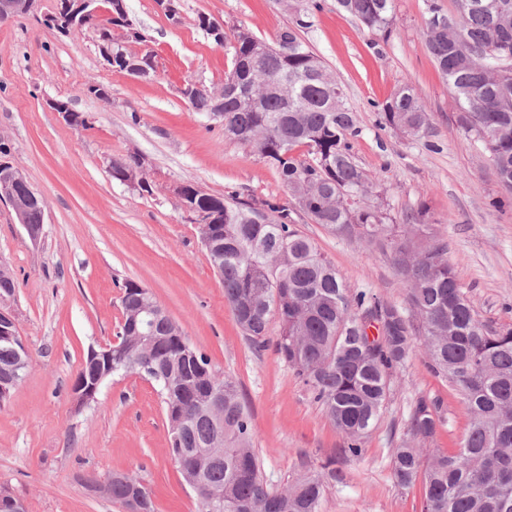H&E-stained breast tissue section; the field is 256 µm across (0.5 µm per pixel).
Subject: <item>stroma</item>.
<instances>
[{
  "mask_svg": "<svg viewBox=\"0 0 512 512\" xmlns=\"http://www.w3.org/2000/svg\"><path fill=\"white\" fill-rule=\"evenodd\" d=\"M301 39L342 85L360 134L354 155L377 176L374 189L394 223L427 208L425 236L448 242V258L481 319L512 324V202L480 142L459 123V106L426 50L424 0H394L388 33H372L336 0H320ZM130 19L156 55L154 80L107 68L93 31L62 36L25 16L0 22V136L8 158L45 199L44 224L31 240L0 202V263L16 284L12 312L30 353L24 380L0 407V487L28 512H127L91 484L115 472L139 478L155 512H196V500L168 455V429L155 387L136 375L112 377L91 406L76 409L72 384L90 347L112 342L125 282L149 288L213 368L233 378L252 415L262 473L275 489L298 470L335 461L323 512H421V486L397 485L390 465L418 398L437 401L441 423L428 447L456 452L468 415L422 349L397 370L393 394L364 440L360 458L296 372L278 357L271 323L265 346L252 344L224 300V286L182 209L176 185L237 192L252 205L287 202L275 169L252 148L224 136L221 120L195 112L185 80L219 86L231 65L194 23L206 14L225 29L249 28L270 40L291 19L277 0H181L172 26L155 0H125ZM108 85L106 100L89 95ZM412 86L431 113L428 136L410 140L380 126L378 103ZM68 100L87 119L69 126L50 109ZM139 155L151 192L113 179V160ZM295 227L331 261L350 290L406 308L389 247L347 238L295 214Z\"/></svg>",
  "mask_w": 512,
  "mask_h": 512,
  "instance_id": "35a3bbf8",
  "label": "stroma"
}]
</instances>
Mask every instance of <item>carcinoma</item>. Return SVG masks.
<instances>
[{
  "label": "carcinoma",
  "instance_id": "obj_1",
  "mask_svg": "<svg viewBox=\"0 0 512 512\" xmlns=\"http://www.w3.org/2000/svg\"><path fill=\"white\" fill-rule=\"evenodd\" d=\"M371 32H388L394 0H336ZM425 47L460 108L463 129L481 142L500 184L512 193V0H424ZM320 0H305L272 45L282 55L254 53L253 33L224 34L231 52L225 79L257 80L250 95L224 97V137L248 141L288 190L285 204L256 208L232 194L198 197L204 209L224 210L210 228L219 242L209 259L220 265L224 299L253 344L265 345L269 321L279 320L276 353L292 367L342 433L352 457L389 402L394 373L419 337L430 369L448 380L469 416L460 449L424 454L437 427L436 402L418 399L391 466L403 488L419 483L422 512H512V325L483 323L450 265L448 243L419 238L427 210L410 214L394 234L387 212L372 200L376 177L356 162L355 112L341 85L298 37ZM288 75L292 95L283 100L276 81ZM208 86L190 102L209 114ZM380 124L406 137L430 133L431 115L414 88L404 85L381 104ZM346 235L388 245L406 288L410 313L365 291L354 294L313 242L294 229L292 214ZM158 301L146 287L124 285L123 323L112 346V374H139L152 363L169 428V456L184 481L194 480L197 512H322L336 469L303 468L279 490L264 480L253 448V425L237 385L217 380L224 419L213 413L204 378L209 357L174 322L155 327V343L132 335L134 320ZM17 362L13 345L0 340V376ZM139 500L154 512L150 490L127 474L112 475V499Z\"/></svg>",
  "mask_w": 512,
  "mask_h": 512
}]
</instances>
